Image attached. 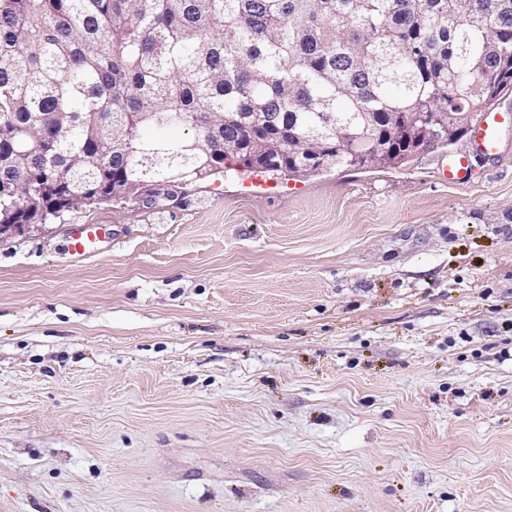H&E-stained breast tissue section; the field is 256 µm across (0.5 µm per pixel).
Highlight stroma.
Returning a JSON list of instances; mask_svg holds the SVG:
<instances>
[{
	"label": "stroma",
	"mask_w": 512,
	"mask_h": 512,
	"mask_svg": "<svg viewBox=\"0 0 512 512\" xmlns=\"http://www.w3.org/2000/svg\"><path fill=\"white\" fill-rule=\"evenodd\" d=\"M492 107L496 155L231 171L0 238V512H512ZM98 224H86L84 228L73 233L67 242L66 250L71 255L89 256L94 253V241L97 238Z\"/></svg>",
	"instance_id": "stroma-1"
}]
</instances>
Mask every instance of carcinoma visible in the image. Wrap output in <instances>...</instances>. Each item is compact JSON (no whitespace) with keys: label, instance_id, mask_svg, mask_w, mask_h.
I'll return each mask as SVG.
<instances>
[{"label":"carcinoma","instance_id":"obj_1","mask_svg":"<svg viewBox=\"0 0 512 512\" xmlns=\"http://www.w3.org/2000/svg\"><path fill=\"white\" fill-rule=\"evenodd\" d=\"M509 89L512 0H0V222L228 159L309 173L320 142L325 167L400 166Z\"/></svg>","mask_w":512,"mask_h":512}]
</instances>
